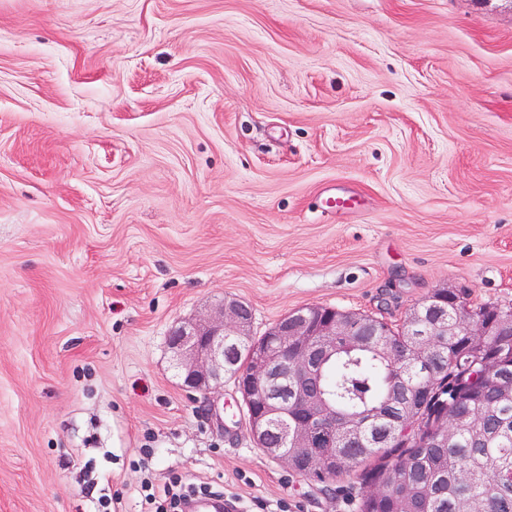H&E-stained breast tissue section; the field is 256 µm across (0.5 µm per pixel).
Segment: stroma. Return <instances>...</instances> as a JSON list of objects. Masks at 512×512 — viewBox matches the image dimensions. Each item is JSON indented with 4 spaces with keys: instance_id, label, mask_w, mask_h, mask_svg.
<instances>
[{
    "instance_id": "obj_1",
    "label": "stroma",
    "mask_w": 512,
    "mask_h": 512,
    "mask_svg": "<svg viewBox=\"0 0 512 512\" xmlns=\"http://www.w3.org/2000/svg\"><path fill=\"white\" fill-rule=\"evenodd\" d=\"M439 288L512 308V0H0V512H139L144 462L354 512L378 457L300 477L167 336Z\"/></svg>"
}]
</instances>
